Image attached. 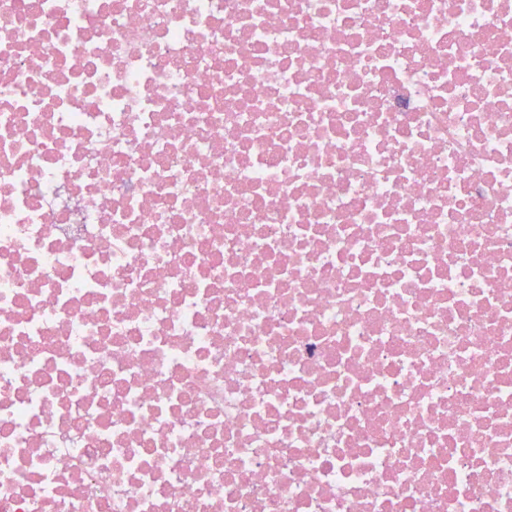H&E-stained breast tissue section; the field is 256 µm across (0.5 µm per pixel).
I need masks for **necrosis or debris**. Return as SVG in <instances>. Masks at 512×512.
I'll return each mask as SVG.
<instances>
[{"label":"necrosis or debris","mask_w":512,"mask_h":512,"mask_svg":"<svg viewBox=\"0 0 512 512\" xmlns=\"http://www.w3.org/2000/svg\"><path fill=\"white\" fill-rule=\"evenodd\" d=\"M0 512H512V0H0Z\"/></svg>","instance_id":"obj_1"}]
</instances>
